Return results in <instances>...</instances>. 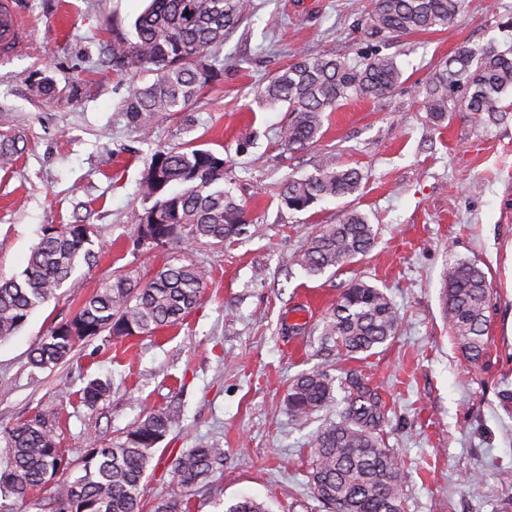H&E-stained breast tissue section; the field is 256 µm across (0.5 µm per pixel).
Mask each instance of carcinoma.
<instances>
[{
  "mask_svg": "<svg viewBox=\"0 0 512 512\" xmlns=\"http://www.w3.org/2000/svg\"><path fill=\"white\" fill-rule=\"evenodd\" d=\"M465 8V0H376L369 25L380 32L411 34L446 28ZM252 12V0H151L134 22V37L112 32L102 48L105 63L116 72L136 68L154 75L133 90L123 104L128 120L149 130L161 114L184 112L210 82L222 74L216 66L224 40ZM392 56L374 55L351 66L334 54L308 57L279 71L258 90L260 98L282 104L290 120L281 143L303 150L317 141L326 119L341 101L384 97L401 82ZM512 93V49L498 51L463 46L435 69L419 87L425 111L441 121L461 104L479 122L495 120L507 108L502 97ZM22 153L19 139L0 134V165ZM224 157L186 146L157 152L140 183L150 206L138 215L139 238L150 248L172 242L193 245L207 239L222 244L245 232L243 209L224 188ZM363 175L354 167L317 166L302 178L282 183L278 197L293 211L319 200L352 195ZM376 238L361 212L350 209L336 224L314 235L292 258L310 275L367 253ZM89 227L67 224L44 229L32 247L23 278L0 277V340L15 335L31 313L57 297L79 261L96 258ZM205 270L186 258L166 263L150 278L118 275L81 304L74 317L55 328L33 348L30 363L44 369L70 356L79 342L103 332L113 337L153 333L184 319L198 304ZM491 291L486 272L471 260L448 263L443 313L448 328L472 364L484 356L491 325ZM400 315L387 295L363 281L346 288L327 313L322 346L348 358L365 354L395 336ZM335 377L326 368L302 373L288 389L286 404L297 420H305L334 401ZM340 419L323 427L310 448V485L324 512H404L408 472L400 456L385 446L387 409L378 393L358 376H350ZM110 383L92 379L83 402L96 405ZM172 428L163 411L145 414L110 446L91 443L73 480L59 454L50 415L38 413L0 429L8 449L7 468L0 472V494L25 498L50 488V512H142L140 490L153 449ZM224 465V449L192 448L173 462L180 490L206 487ZM179 494L158 499L153 512H184ZM224 512H269L264 503L243 497Z\"/></svg>",
  "mask_w": 512,
  "mask_h": 512,
  "instance_id": "cac0c4a2",
  "label": "carcinoma"
}]
</instances>
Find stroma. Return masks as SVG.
<instances>
[{
	"mask_svg": "<svg viewBox=\"0 0 512 512\" xmlns=\"http://www.w3.org/2000/svg\"><path fill=\"white\" fill-rule=\"evenodd\" d=\"M14 2L27 43L0 57V132L21 137L25 150L0 169V274L21 277L52 225H89L101 255L78 264L58 298L0 342V428L53 412L58 448L76 476L91 442L111 444L161 410L174 424L143 480L144 507L172 493L175 458L217 446L223 470L187 492L189 512H224L242 497L269 512H319L309 446L344 404L298 421L285 396L297 375L329 364L337 384L357 374L386 404L384 440L408 471L405 512H512V115L480 126L457 108L436 122L417 93L460 47H512V0H468L453 26L400 36L370 27L373 0H254L252 17L224 44L222 76L146 133L122 106L149 74L102 66L101 45L113 27L132 32L147 0ZM298 52L352 64L391 55L402 82L381 98L341 102L318 141L291 152L279 138L287 112L256 89ZM45 82L53 94L42 93ZM186 143L227 159L247 231L221 245L153 250L138 242L140 182L158 150ZM320 164L361 170L359 191L299 212L281 205L280 184ZM350 208L376 231L366 255L316 276L290 265ZM185 253L207 279L182 323L125 339L103 333L77 344L65 363L30 366L31 349L103 283L152 273ZM453 257L477 262L494 291L491 342L476 366L463 360L441 313ZM356 280L386 293L401 327L359 358L325 355L322 319ZM95 378L111 388L91 408L81 392ZM474 472L485 477L479 497L466 485Z\"/></svg>",
	"mask_w": 512,
	"mask_h": 512,
	"instance_id": "1",
	"label": "stroma"
}]
</instances>
